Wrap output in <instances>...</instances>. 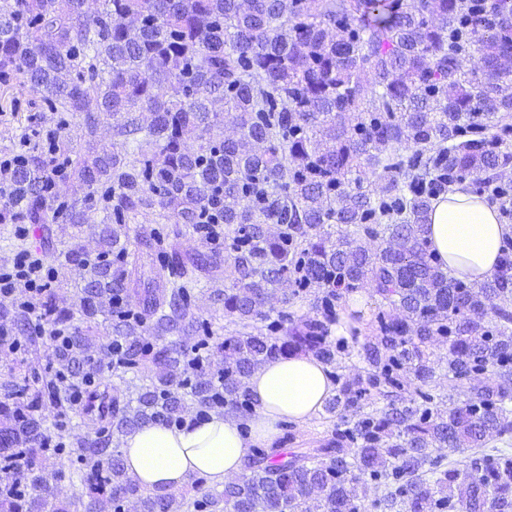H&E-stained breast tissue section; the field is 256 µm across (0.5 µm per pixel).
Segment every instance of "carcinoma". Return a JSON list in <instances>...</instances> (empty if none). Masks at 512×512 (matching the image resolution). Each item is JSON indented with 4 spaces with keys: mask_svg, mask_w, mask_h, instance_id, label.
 <instances>
[{
    "mask_svg": "<svg viewBox=\"0 0 512 512\" xmlns=\"http://www.w3.org/2000/svg\"><path fill=\"white\" fill-rule=\"evenodd\" d=\"M511 58L512 0H0V76L80 117L89 139L111 120L115 147L84 158L62 134L53 164L33 141L0 191V224H32L46 243L53 224L87 227L99 244L69 251L36 305L52 341L41 370L43 331L25 308L0 311V349L24 337L30 373L0 384V512H122L131 499L140 512H508L512 457L487 440L512 439V310L493 304L512 295V253L465 285L425 225L431 180L480 189L512 166ZM226 112L235 140L212 134ZM149 213L227 258L160 232L129 249L128 225ZM204 283L233 334L195 311ZM67 287L81 326L57 301ZM314 288V315L286 311ZM358 288L401 316H377L365 374L325 403L336 440L254 448L239 474L194 475L178 493L125 470L114 441L144 424L247 418V379L268 361L337 364L336 302ZM441 338L448 387L468 394L446 411L429 389ZM376 394L386 405L364 412ZM46 408L78 410L77 448L42 431ZM50 459L70 483L61 501Z\"/></svg>",
    "mask_w": 512,
    "mask_h": 512,
    "instance_id": "carcinoma-1",
    "label": "carcinoma"
}]
</instances>
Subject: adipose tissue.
Segmentation results:
<instances>
[{
    "label": "adipose tissue",
    "mask_w": 512,
    "mask_h": 512,
    "mask_svg": "<svg viewBox=\"0 0 512 512\" xmlns=\"http://www.w3.org/2000/svg\"><path fill=\"white\" fill-rule=\"evenodd\" d=\"M425 237L454 277L481 282L496 271L512 225L501 223L497 208L462 184L433 200ZM248 388L255 402L248 432L217 414L190 417L175 428L148 424L122 438L126 470L144 487L169 492L183 489L194 475L223 481L242 470L251 448L274 443L282 420L307 422L336 393L328 367L310 355L267 362L249 377Z\"/></svg>",
    "instance_id": "adipose-tissue-1"
}]
</instances>
